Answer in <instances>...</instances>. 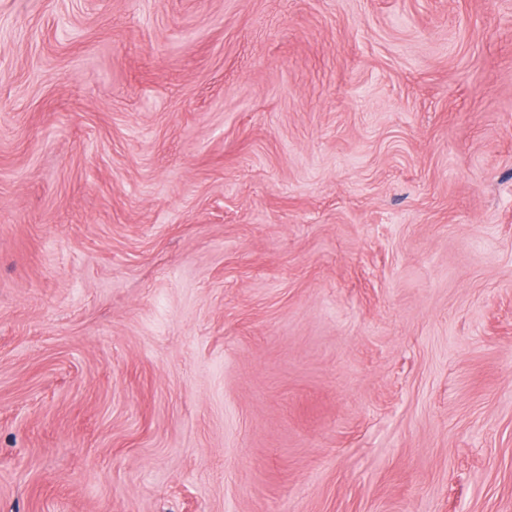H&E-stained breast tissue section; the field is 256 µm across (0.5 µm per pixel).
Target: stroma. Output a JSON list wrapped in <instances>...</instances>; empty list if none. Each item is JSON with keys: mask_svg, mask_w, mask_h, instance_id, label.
<instances>
[{"mask_svg": "<svg viewBox=\"0 0 512 512\" xmlns=\"http://www.w3.org/2000/svg\"><path fill=\"white\" fill-rule=\"evenodd\" d=\"M0 512H512V0H0Z\"/></svg>", "mask_w": 512, "mask_h": 512, "instance_id": "stroma-1", "label": "stroma"}]
</instances>
